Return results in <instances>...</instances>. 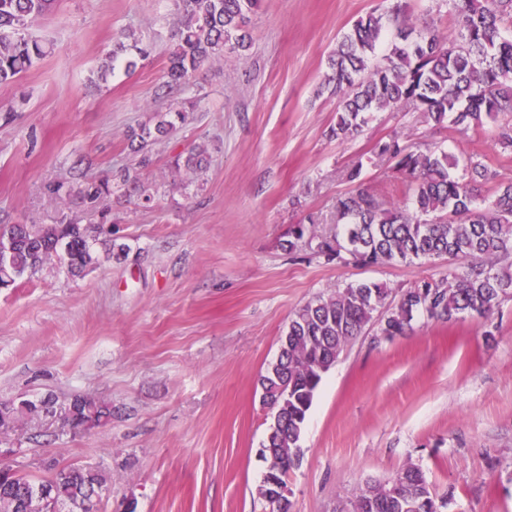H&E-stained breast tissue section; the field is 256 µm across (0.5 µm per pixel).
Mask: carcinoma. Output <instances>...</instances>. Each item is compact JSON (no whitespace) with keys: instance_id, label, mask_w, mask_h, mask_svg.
Here are the masks:
<instances>
[{"instance_id":"obj_1","label":"carcinoma","mask_w":512,"mask_h":512,"mask_svg":"<svg viewBox=\"0 0 512 512\" xmlns=\"http://www.w3.org/2000/svg\"><path fill=\"white\" fill-rule=\"evenodd\" d=\"M53 0H0V85H10L48 53L30 29L51 8ZM180 23L172 35L169 67L162 89L167 94L189 87L190 77L205 64L249 50L244 31L247 14L258 0H175ZM454 28L446 35L428 25L411 23L404 0H393L384 14H368L345 34L329 58L330 73L321 91L341 103L331 136L357 135L374 112L409 106L435 126L459 131L496 124L495 145L512 152V36L502 25L512 23V0H448ZM393 30L387 53L376 54L385 30ZM147 46L118 44L110 71L129 73L148 57ZM511 117L497 123L499 116ZM154 125H141L128 135L135 163L111 180L57 181L48 188L52 200L72 192L97 214L88 224L60 219L54 224H0V287L14 288L30 280L57 258L72 276L95 269L100 253L126 257L127 247L112 239L106 201L114 189L139 192V206L149 208L154 196L140 190L139 170L150 163L148 147L170 138L196 119V102L155 113ZM373 158L411 178L408 196L387 201L358 186L336 200L333 228L318 222L297 224L284 244L286 251H307L341 265L412 264L448 260V277L422 280L399 292L383 283L351 282L320 295L297 309L281 339L276 360L260 378L263 403L272 421L265 457L283 474L299 460L307 414L324 375L345 347L370 327L381 336H403L419 314L442 323L466 315L488 317L512 298V266L500 258L512 254V184L497 188L491 201L478 191L488 168L469 156L459 159L435 147L413 148L399 137L377 142ZM210 163L207 144L198 143L172 157L178 172L198 178ZM57 419L79 433L112 419V404L77 394L60 403L52 396L11 403L0 413V430L19 422ZM107 488L106 478L92 468L68 465L47 478L21 474L11 465L0 475V512H81L88 493ZM435 496L421 467L408 463L387 479L357 489L348 512H433Z\"/></svg>"}]
</instances>
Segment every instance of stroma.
I'll list each match as a JSON object with an SVG mask.
<instances>
[{"instance_id":"1","label":"stroma","mask_w":512,"mask_h":512,"mask_svg":"<svg viewBox=\"0 0 512 512\" xmlns=\"http://www.w3.org/2000/svg\"><path fill=\"white\" fill-rule=\"evenodd\" d=\"M388 0H260L252 47L197 72L196 121L153 145L140 185L152 207L113 195L112 230L125 258L70 277L58 262L0 289V399L111 403L112 419L72 434L20 423L0 435L15 470L90 466L111 481L100 512H269L258 488L271 422L259 376L277 356L293 312L354 281L404 290L448 275V262L355 267L283 250L294 224L331 222L346 172L407 184L374 144H410L475 156L491 195L512 183V154L493 126L460 132L403 106L374 113L354 138L331 137L339 99L320 93L343 35ZM174 0H54L32 31L52 47L0 86V224L84 219L80 198L50 201L46 187L75 174L109 177L132 157L125 134L177 106L161 89ZM134 35L150 54L134 73L96 83L113 43ZM206 142L197 182L171 158ZM299 464L288 473L291 512H337L365 482L419 465L444 512H512V299L488 318H417L403 336L352 341L325 374L308 413Z\"/></svg>"}]
</instances>
